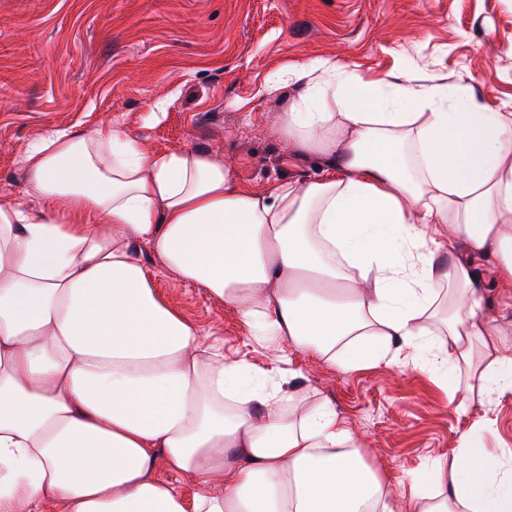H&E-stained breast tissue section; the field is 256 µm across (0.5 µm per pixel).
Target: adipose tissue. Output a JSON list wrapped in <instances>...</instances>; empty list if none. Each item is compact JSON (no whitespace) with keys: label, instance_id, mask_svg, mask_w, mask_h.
<instances>
[{"label":"adipose tissue","instance_id":"obj_1","mask_svg":"<svg viewBox=\"0 0 512 512\" xmlns=\"http://www.w3.org/2000/svg\"><path fill=\"white\" fill-rule=\"evenodd\" d=\"M295 81L281 133L324 168L263 193L109 126L29 148L41 210L0 196V512H512V462L479 435L380 470L333 406L225 361L154 288L144 246L257 335L452 395L512 389V321L484 319L476 273L512 287V112L330 60ZM330 90L343 112L317 111Z\"/></svg>","mask_w":512,"mask_h":512}]
</instances>
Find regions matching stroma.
<instances>
[{"mask_svg":"<svg viewBox=\"0 0 512 512\" xmlns=\"http://www.w3.org/2000/svg\"><path fill=\"white\" fill-rule=\"evenodd\" d=\"M331 60L374 82L473 87L512 108V0H0V193L32 209L23 160L57 130L112 123L151 153L213 152L256 192L309 179L314 157L288 151L280 129L301 64ZM140 258L170 306L254 373L291 378L329 401L367 459L418 470L455 454L491 414L486 448L512 452V391L457 411L410 365L357 371L310 352L262 346L232 307Z\"/></svg>","mask_w":512,"mask_h":512,"instance_id":"35a3bbf8","label":"stroma"}]
</instances>
